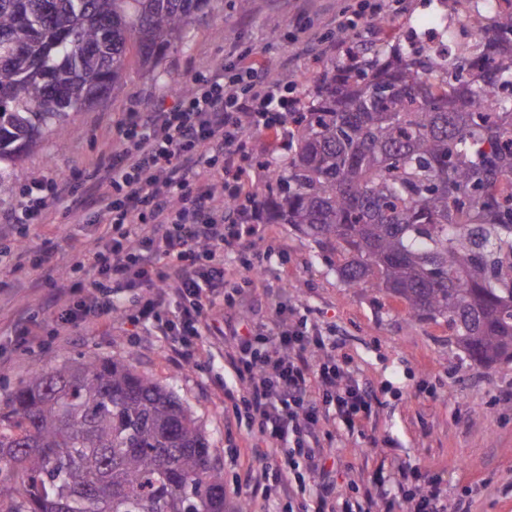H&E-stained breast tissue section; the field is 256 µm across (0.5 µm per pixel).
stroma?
I'll return each mask as SVG.
<instances>
[{"mask_svg": "<svg viewBox=\"0 0 512 512\" xmlns=\"http://www.w3.org/2000/svg\"><path fill=\"white\" fill-rule=\"evenodd\" d=\"M356 3L214 0L208 19L191 28L187 46L162 56L161 80L131 61L123 92L73 114L65 135L49 137L40 150L25 156L18 164L19 184L64 176L75 162L92 160L127 113L150 111L161 98L174 101L179 86L193 73L224 61L232 44L255 52L271 50L283 76L294 82L297 93L308 95L336 52L328 50L317 61L306 58L290 44V36L305 19L311 24L310 35L335 37L337 17ZM272 16L278 18V28L269 26ZM89 231L85 224L16 229L0 223V343L11 339L16 321L28 314L43 318L45 340L44 346L17 351L0 364V403L31 374L64 360L133 354L141 373L194 410L224 465V492L230 503L257 508L264 498L279 497L291 476L266 473L264 461L252 449L255 429L237 420L225 404L224 392L233 381L225 373L222 350L192 363L174 354L160 337L128 335L117 319L92 333L54 335L55 325L44 311L52 294L48 282L80 259ZM64 235L69 246L57 248L58 237ZM20 237L34 256L18 269L11 252ZM271 242L286 248L287 256L272 258L263 287L244 303L242 314L266 321L274 317L280 300H287L297 315L335 334L356 378L378 395L360 429L348 430L334 417L324 426L323 443L341 460L337 483L348 498L362 501L373 478L381 475L398 501L395 512H406L400 502V473L416 468L420 488H427L431 476H441L449 499L467 495L470 512H512V363L484 368L449 357L446 324L411 319L400 300L345 284L314 244L289 225L263 224L251 249L264 251Z\"/></svg>", "mask_w": 512, "mask_h": 512, "instance_id": "35a3bbf8", "label": "stroma"}]
</instances>
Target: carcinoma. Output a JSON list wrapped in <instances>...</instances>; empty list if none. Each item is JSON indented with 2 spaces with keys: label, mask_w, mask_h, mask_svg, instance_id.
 <instances>
[{
  "label": "carcinoma",
  "mask_w": 512,
  "mask_h": 512,
  "mask_svg": "<svg viewBox=\"0 0 512 512\" xmlns=\"http://www.w3.org/2000/svg\"><path fill=\"white\" fill-rule=\"evenodd\" d=\"M213 0H0V196L16 163L124 86L130 49L157 64ZM467 4L454 49L390 30L348 51L268 164L270 223L288 224L338 276L444 322L461 358L512 362V0ZM84 18L75 42L56 29ZM54 66L52 94L35 74ZM0 512H228L224 466L193 410L136 358L65 361L0 408Z\"/></svg>",
  "instance_id": "1"
}]
</instances>
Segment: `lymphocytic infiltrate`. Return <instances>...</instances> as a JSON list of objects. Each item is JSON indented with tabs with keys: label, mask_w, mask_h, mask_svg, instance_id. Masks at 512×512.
<instances>
[{
	"label": "lymphocytic infiltrate",
	"mask_w": 512,
	"mask_h": 512,
	"mask_svg": "<svg viewBox=\"0 0 512 512\" xmlns=\"http://www.w3.org/2000/svg\"><path fill=\"white\" fill-rule=\"evenodd\" d=\"M228 56V63L194 74L176 101L128 113L93 163L25 185L0 222L51 224L60 216L100 225L74 266L88 276L80 298L68 288L73 272L53 284L57 335L118 316L133 330L153 328L183 357L200 356L208 336L223 344L238 383L226 399L258 427L265 459H281L293 472L288 512H393L385 477L374 479L358 508L336 489L323 409L333 407L356 428L377 395L348 371L335 337L296 318L284 302L266 323L237 311L276 252L245 247L261 232L260 207L246 185L251 135L282 144L298 102L293 84L273 76L272 58L235 46ZM286 433L294 446L277 453L270 443ZM403 500L408 512H469L465 501L449 502L439 476L426 492L405 490Z\"/></svg>",
	"instance_id": "obj_1"
}]
</instances>
